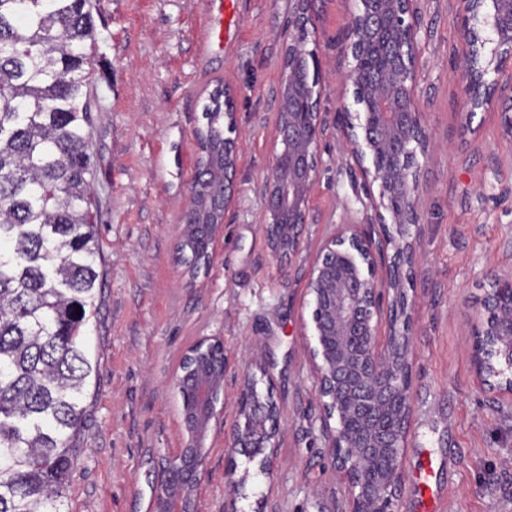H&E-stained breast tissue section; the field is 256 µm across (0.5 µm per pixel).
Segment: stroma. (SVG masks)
<instances>
[{
  "instance_id": "35a3bbf8",
  "label": "stroma",
  "mask_w": 512,
  "mask_h": 512,
  "mask_svg": "<svg viewBox=\"0 0 512 512\" xmlns=\"http://www.w3.org/2000/svg\"><path fill=\"white\" fill-rule=\"evenodd\" d=\"M98 43L88 87L102 292L85 332L96 365L66 512H150L162 459L181 443L173 384L197 340L230 357L222 431L198 490L199 512H331L336 471L320 435L310 371V265L363 191L335 128L357 112L339 83L340 39L354 0H316L321 107L329 130L312 191L315 218L289 272L271 258L257 186L271 164L275 89L293 0H91ZM417 97L436 150L420 178L423 264L409 287L415 323L404 512L429 482L438 512H512V393L488 390L472 359V307L491 274L512 269V133L504 105L470 111L459 79L468 49L456 0H424ZM230 86L242 164L236 200L209 268L176 254L200 166L197 133L214 89ZM259 376L282 411L271 478L228 454L242 376ZM252 473L249 496L229 480Z\"/></svg>"
}]
</instances>
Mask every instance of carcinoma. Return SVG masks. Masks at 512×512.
<instances>
[{"label":"carcinoma","instance_id":"1","mask_svg":"<svg viewBox=\"0 0 512 512\" xmlns=\"http://www.w3.org/2000/svg\"><path fill=\"white\" fill-rule=\"evenodd\" d=\"M90 0H0V512H62L100 275Z\"/></svg>","mask_w":512,"mask_h":512}]
</instances>
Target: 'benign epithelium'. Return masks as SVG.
Listing matches in <instances>:
<instances>
[{
    "mask_svg": "<svg viewBox=\"0 0 512 512\" xmlns=\"http://www.w3.org/2000/svg\"><path fill=\"white\" fill-rule=\"evenodd\" d=\"M314 0H295L288 18L276 89L272 164L259 183L262 228L270 254L292 265L304 249L311 195L325 135L319 64L309 49L315 34ZM421 0H359L341 39L346 66L338 72L353 88L358 123L338 119L344 155L362 180L368 203L362 220L341 224L325 240L307 282L314 345L310 360L322 410L320 433L345 484V512H401L404 448L412 411L414 321L407 284L420 267L418 231L422 163L434 148L417 103ZM469 42L461 65L467 106L489 105L500 73L512 62V0H458ZM489 34L483 38L479 32ZM494 44V57L482 48ZM224 89L222 142L199 134L201 172L179 227L178 253L197 268L210 266L236 196L241 158L237 112ZM378 192H373V189ZM487 318H482V312ZM387 324L384 341L379 329ZM479 377H504L512 391V272L491 277L473 324ZM228 357L219 338H202L182 357L174 384L181 447L160 467L152 512H198V489L209 439L224 400ZM281 410L271 393L243 376L226 447L270 474Z\"/></svg>",
    "mask_w": 512,
    "mask_h": 512,
    "instance_id": "obj_1",
    "label": "benign epithelium"
}]
</instances>
